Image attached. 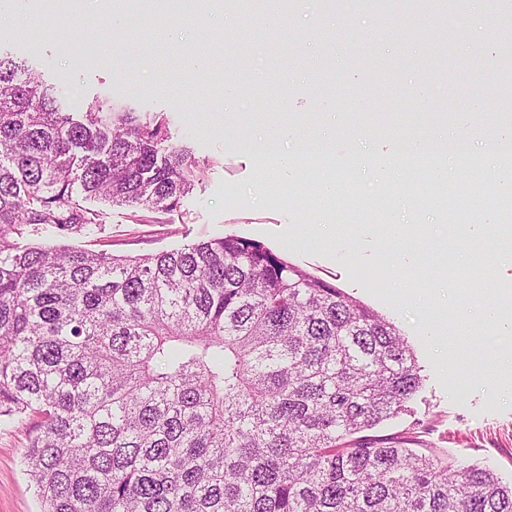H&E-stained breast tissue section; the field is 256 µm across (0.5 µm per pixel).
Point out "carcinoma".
<instances>
[{
  "instance_id": "obj_1",
  "label": "carcinoma",
  "mask_w": 512,
  "mask_h": 512,
  "mask_svg": "<svg viewBox=\"0 0 512 512\" xmlns=\"http://www.w3.org/2000/svg\"><path fill=\"white\" fill-rule=\"evenodd\" d=\"M166 119L81 117L0 55V423L31 422L42 512H512L493 471L367 431L422 384L396 328L247 238L79 249L84 201L173 212ZM44 226L53 244L16 240Z\"/></svg>"
}]
</instances>
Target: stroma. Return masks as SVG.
<instances>
[{"mask_svg": "<svg viewBox=\"0 0 512 512\" xmlns=\"http://www.w3.org/2000/svg\"><path fill=\"white\" fill-rule=\"evenodd\" d=\"M180 25L171 10L156 4L144 18L129 17L112 27L105 7H84L86 23L50 14L38 44L0 26V49L24 58L47 84L57 88L64 111L78 113L96 100L113 99L136 111L164 114L170 145L188 148L201 168L199 181L176 211L146 212L89 199L103 215L101 230L70 237L71 245L139 257L182 248L216 237L260 242L274 254L304 268L392 323L414 351L423 383L405 412L375 430L386 438L406 436L417 448L448 453L461 463L491 469L512 486V336L497 335L480 319L498 302L497 289L512 283V255L486 233L473 242L471 225L488 213L460 216L455 193L482 171L448 169L445 185L397 165L395 178L374 180L369 167L324 170L336 194L322 197L318 179L279 171L286 193H271L254 176L257 137L270 126L301 121L319 137L326 113H336V148L373 158L393 150L396 137L427 142L448 138L461 121L478 124L473 149L490 163L488 143L499 138L498 117L512 108V60L482 43L486 32L512 43V0H455L447 14L414 12L405 0H332L319 18L284 13L280 26L254 19L265 0H248L231 15L233 41L210 39L215 26L200 23L197 0H176ZM386 11L395 35L376 28ZM454 31L446 80L429 75L431 43ZM296 60L301 73L295 105L281 110L279 87L264 73ZM360 122L362 133L352 132ZM407 225L405 238L385 239V226ZM353 246L350 258L312 234L314 223ZM393 249L401 261L388 272L375 263L377 251ZM487 267V289L465 291L460 253ZM413 281L424 299L403 298L401 285ZM464 296L473 329L448 345L452 312L436 314L433 302ZM29 428L0 425V512H40L26 474Z\"/></svg>", "mask_w": 512, "mask_h": 512, "instance_id": "stroma-1", "label": "stroma"}]
</instances>
